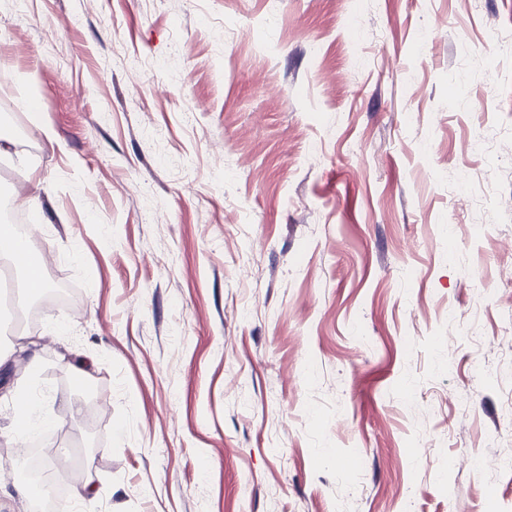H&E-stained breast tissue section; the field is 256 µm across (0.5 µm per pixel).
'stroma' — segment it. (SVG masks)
<instances>
[{
  "label": "stroma",
  "mask_w": 512,
  "mask_h": 512,
  "mask_svg": "<svg viewBox=\"0 0 512 512\" xmlns=\"http://www.w3.org/2000/svg\"><path fill=\"white\" fill-rule=\"evenodd\" d=\"M0 87L72 291L0 449L27 392L73 512L512 505V0H0Z\"/></svg>",
  "instance_id": "1"
}]
</instances>
